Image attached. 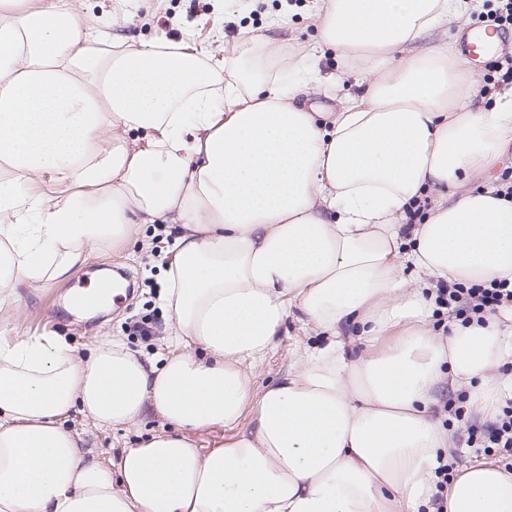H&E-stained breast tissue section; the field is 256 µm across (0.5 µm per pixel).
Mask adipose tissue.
Masks as SVG:
<instances>
[{
    "label": "adipose tissue",
    "instance_id": "1",
    "mask_svg": "<svg viewBox=\"0 0 512 512\" xmlns=\"http://www.w3.org/2000/svg\"><path fill=\"white\" fill-rule=\"evenodd\" d=\"M467 0H316L318 37L285 55L125 42L82 0H0V322L23 286L62 282L143 224H175L155 360L105 337L0 342V512H427L452 433L443 383L494 419L512 397V313L431 326L435 283L512 281V201L471 188L512 144V88L432 43ZM335 51L363 90L314 112ZM428 202L417 223L413 203ZM325 343L264 387L288 318ZM161 420L101 457L68 426ZM221 429L214 448L193 436ZM447 512H512V473L477 463Z\"/></svg>",
    "mask_w": 512,
    "mask_h": 512
}]
</instances>
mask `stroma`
Masks as SVG:
<instances>
[{"label":"stroma","instance_id":"stroma-1","mask_svg":"<svg viewBox=\"0 0 512 512\" xmlns=\"http://www.w3.org/2000/svg\"><path fill=\"white\" fill-rule=\"evenodd\" d=\"M153 7L156 15L147 19L134 10L131 0H84L81 19L132 42L161 35L173 40L189 36L221 48L238 43L241 29L267 32L270 19L285 11L290 30L300 41L318 36L311 0H155ZM156 234L155 225H141L135 239L127 244L92 253L71 280L48 283L28 293L25 311L12 337L53 332L67 337L76 351L84 354L97 337L108 335L121 338L130 348L148 356L163 354L159 339L172 320L160 301L169 246L156 243ZM121 271L129 273L135 285L126 301L94 313L73 306L72 297L79 286H94ZM135 320L147 322L150 335L134 334L130 325ZM285 329L279 350L258 372L259 383H267L287 368L296 345H316L323 340L321 334L303 331L292 320L287 321Z\"/></svg>","mask_w":512,"mask_h":512}]
</instances>
